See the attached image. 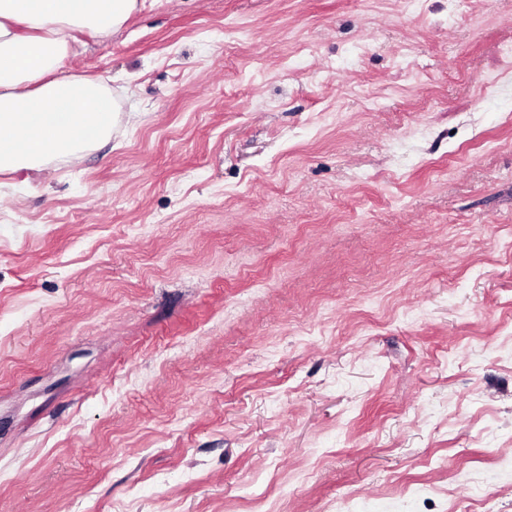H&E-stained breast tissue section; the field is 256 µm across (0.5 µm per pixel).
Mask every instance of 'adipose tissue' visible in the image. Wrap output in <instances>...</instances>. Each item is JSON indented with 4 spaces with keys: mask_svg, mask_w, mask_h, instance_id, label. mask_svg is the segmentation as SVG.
Masks as SVG:
<instances>
[{
    "mask_svg": "<svg viewBox=\"0 0 512 512\" xmlns=\"http://www.w3.org/2000/svg\"><path fill=\"white\" fill-rule=\"evenodd\" d=\"M138 0H0V173L48 160L78 162L111 134L117 104L108 85L66 72L74 34L108 38Z\"/></svg>",
    "mask_w": 512,
    "mask_h": 512,
    "instance_id": "ef3b65f1",
    "label": "adipose tissue"
}]
</instances>
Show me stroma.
I'll return each mask as SVG.
<instances>
[{
    "instance_id": "1",
    "label": "stroma",
    "mask_w": 512,
    "mask_h": 512,
    "mask_svg": "<svg viewBox=\"0 0 512 512\" xmlns=\"http://www.w3.org/2000/svg\"><path fill=\"white\" fill-rule=\"evenodd\" d=\"M77 165L0 174V512H512V0H139Z\"/></svg>"
}]
</instances>
